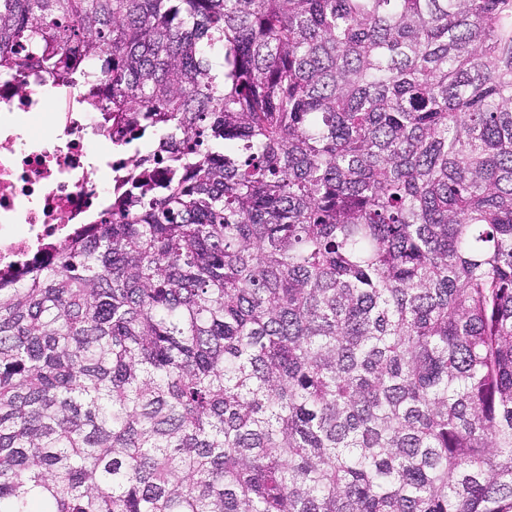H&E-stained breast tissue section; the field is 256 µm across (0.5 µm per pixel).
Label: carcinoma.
Instances as JSON below:
<instances>
[{"label": "carcinoma", "mask_w": 512, "mask_h": 512, "mask_svg": "<svg viewBox=\"0 0 512 512\" xmlns=\"http://www.w3.org/2000/svg\"><path fill=\"white\" fill-rule=\"evenodd\" d=\"M28 64L152 137L0 281V512H512V0H0Z\"/></svg>", "instance_id": "cac0c4a2"}]
</instances>
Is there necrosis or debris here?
<instances>
[{
    "label": "necrosis or debris",
    "mask_w": 512,
    "mask_h": 512,
    "mask_svg": "<svg viewBox=\"0 0 512 512\" xmlns=\"http://www.w3.org/2000/svg\"><path fill=\"white\" fill-rule=\"evenodd\" d=\"M80 84L53 97L32 86L16 93L0 79V278L58 249L74 231L98 224L112 197L113 175L131 164L127 151L89 154L90 137L110 139L97 112L84 110Z\"/></svg>",
    "instance_id": "4bbe7bcc"
}]
</instances>
